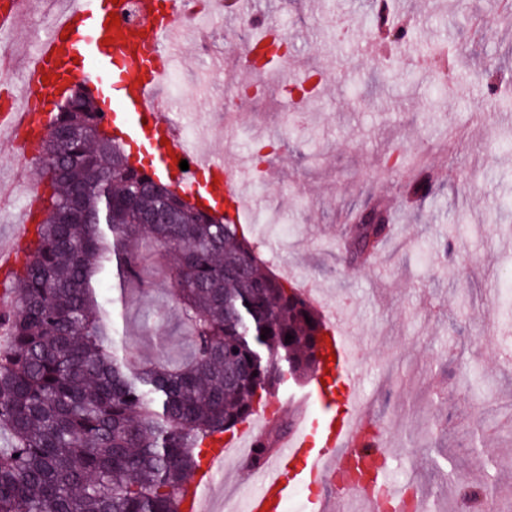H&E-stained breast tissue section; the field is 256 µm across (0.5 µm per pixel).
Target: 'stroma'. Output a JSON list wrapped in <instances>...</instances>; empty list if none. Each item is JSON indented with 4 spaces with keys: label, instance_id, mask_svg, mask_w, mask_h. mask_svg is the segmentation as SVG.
Listing matches in <instances>:
<instances>
[{
    "label": "stroma",
    "instance_id": "obj_1",
    "mask_svg": "<svg viewBox=\"0 0 512 512\" xmlns=\"http://www.w3.org/2000/svg\"><path fill=\"white\" fill-rule=\"evenodd\" d=\"M62 0H27L13 58L0 67V99L23 103L27 48L38 17ZM411 21L397 46L380 38L372 0H254L256 15L286 24L290 68L237 112L211 73L226 46L244 53L252 19H213L209 54L189 40L188 65L167 90L194 89L217 136L235 126L233 162L254 165L262 145L279 143L276 178L252 182L246 212L269 269L287 274L323 316L356 326L365 420L387 442L389 479L418 489L429 512H456L455 481H491L496 512H512V79L496 87L466 77V46L478 64L512 50V30L494 22L512 0H397ZM376 39L361 52L363 37ZM320 82L294 109L286 90L300 75ZM402 146L421 159L435 190L403 204L385 170ZM421 165V166H422ZM394 209L388 241L365 260L345 239L357 212ZM149 259L147 286L128 293L125 334L139 361L159 337L176 356L188 345L172 281Z\"/></svg>",
    "mask_w": 512,
    "mask_h": 512
}]
</instances>
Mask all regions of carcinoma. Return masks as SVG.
<instances>
[{"instance_id":"carcinoma-1","label":"carcinoma","mask_w":512,"mask_h":512,"mask_svg":"<svg viewBox=\"0 0 512 512\" xmlns=\"http://www.w3.org/2000/svg\"><path fill=\"white\" fill-rule=\"evenodd\" d=\"M100 127L90 93L76 91L41 145L43 211L10 274L14 308L0 315V512H184L218 438L264 411L257 391L269 398L319 368L327 322L263 268L244 225L131 165ZM432 188L419 178L403 192ZM157 209L171 223H147ZM390 227L385 205L363 208L351 257L374 253ZM145 252L172 261L191 338L180 362L161 336L155 361L138 363L120 327L123 297L101 295L104 284L123 294L144 281ZM490 492L457 484L473 505Z\"/></svg>"}]
</instances>
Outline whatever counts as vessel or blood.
<instances>
[{
	"instance_id": "1",
	"label": "vessel or blood",
	"mask_w": 512,
	"mask_h": 512,
	"mask_svg": "<svg viewBox=\"0 0 512 512\" xmlns=\"http://www.w3.org/2000/svg\"><path fill=\"white\" fill-rule=\"evenodd\" d=\"M156 0H138L140 25H108L110 13L119 12L112 0H68L49 35L28 58L25 96L39 99L40 107L0 112V130L8 140L0 149L22 157L37 155L46 132V104L64 95L78 80H92L97 93H111L114 106L101 114L103 125L121 130L127 139L148 144L156 152V176L170 181L180 192L202 204L230 200L229 222L245 223L246 167L225 166L220 153L208 151L199 142H186L181 124L173 122V105L164 92V81L181 57L178 30L184 15L183 0H167L164 11H156ZM25 13L24 0H10L0 10V36L11 35ZM189 160L181 170L179 160ZM347 317L334 314L328 322L329 348L335 359L317 370L314 390L308 398L324 393L326 372L339 374L347 409L340 416L309 419L297 414L294 428L280 435L260 464L251 469L255 491L240 501V512H285L293 498V477L319 476L334 479L363 447L362 407L359 393L362 374L357 366ZM257 428L245 425L226 436L214 451L215 462H223L232 451L250 457L259 444ZM369 458L374 466L366 484L342 487V497L359 501L364 512H376L377 504L366 493V485L383 484L377 462L384 454L382 440H375Z\"/></svg>"
}]
</instances>
